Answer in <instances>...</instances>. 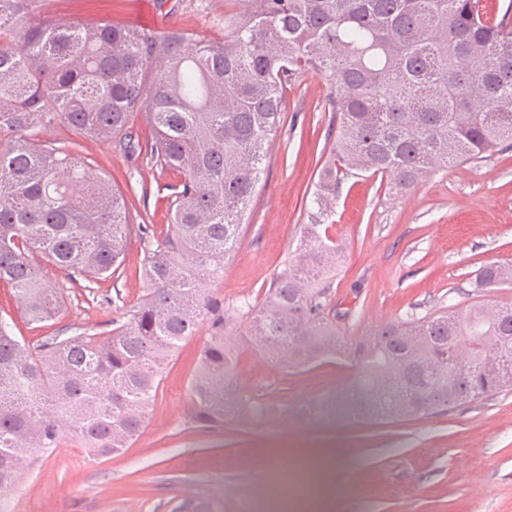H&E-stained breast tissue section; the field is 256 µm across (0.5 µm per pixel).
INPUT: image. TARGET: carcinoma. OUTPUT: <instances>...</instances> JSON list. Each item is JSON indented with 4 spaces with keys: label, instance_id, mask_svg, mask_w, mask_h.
<instances>
[{
    "label": "carcinoma",
    "instance_id": "cac0c4a2",
    "mask_svg": "<svg viewBox=\"0 0 512 512\" xmlns=\"http://www.w3.org/2000/svg\"><path fill=\"white\" fill-rule=\"evenodd\" d=\"M224 38L180 31L38 22V0H0V283L33 322L57 317L61 295L38 258L88 283L120 270L142 243L146 298L105 336L19 341L0 319V490L38 450L69 437L88 456L130 447L163 373L207 317L214 336L189 383L204 427L263 419L268 402L228 383L240 350L285 371L326 362L352 370L340 389L299 410L387 422L473 403L512 387V303L433 311L382 324L361 352L326 320L338 246L306 224L260 303L238 308L224 341V304L208 288L234 257L288 87L310 71L330 93L334 139L314 202L329 216L338 175L368 173L405 193L438 169L512 150V3L486 0H225ZM165 66L151 82L158 59ZM151 131L125 138L133 117ZM60 121L184 174L162 238L134 223L125 194L74 147L43 143ZM477 288H512V264L478 270ZM502 371H485L488 357Z\"/></svg>",
    "mask_w": 512,
    "mask_h": 512
}]
</instances>
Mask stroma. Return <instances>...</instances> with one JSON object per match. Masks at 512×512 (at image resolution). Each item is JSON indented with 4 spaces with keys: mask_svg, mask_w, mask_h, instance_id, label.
<instances>
[{
    "mask_svg": "<svg viewBox=\"0 0 512 512\" xmlns=\"http://www.w3.org/2000/svg\"><path fill=\"white\" fill-rule=\"evenodd\" d=\"M37 15L72 25L110 21L180 30L197 38L224 34V0H44ZM328 93L325 78L313 71L288 90V110L268 148L241 244L223 277L211 284L225 309L261 300L302 226L318 213L312 195L330 149ZM39 138L80 142V155L97 158L115 188L146 187L134 204L146 209L151 231L166 230L168 198L182 173L160 172L125 153L118 141L83 139L58 122L42 127ZM330 220L340 257L329 317L343 343L442 306L461 310L477 302L492 308L512 301V288L472 285L484 264L512 262V152L431 173L402 195L367 173L342 177ZM142 260V246L132 240L122 269L89 291L43 263L65 300L61 315L30 321L1 283L0 318L27 341L84 331L106 335L113 320L146 294ZM211 333L205 320L183 342L130 448L93 460L67 441L42 453L0 492L8 512H187L196 499L219 503L223 512H276L283 491L265 473L283 448L289 468H298L302 450L291 442L301 428L308 447L335 451L334 495L324 512H512V388L395 423L302 424L293 414L205 428L191 420L188 385ZM347 378L336 363L287 373L248 353L239 359L241 388L265 395L274 407L294 410Z\"/></svg>",
    "mask_w": 512,
    "mask_h": 512,
    "instance_id": "stroma-1",
    "label": "stroma"
}]
</instances>
